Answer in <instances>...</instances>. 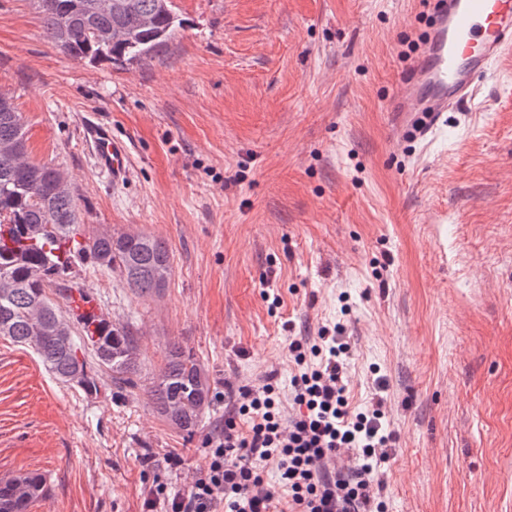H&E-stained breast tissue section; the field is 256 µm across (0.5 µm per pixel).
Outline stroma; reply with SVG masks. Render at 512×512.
I'll use <instances>...</instances> for the list:
<instances>
[{
    "instance_id": "35a3bbf8",
    "label": "stroma",
    "mask_w": 512,
    "mask_h": 512,
    "mask_svg": "<svg viewBox=\"0 0 512 512\" xmlns=\"http://www.w3.org/2000/svg\"><path fill=\"white\" fill-rule=\"evenodd\" d=\"M181 25L121 67L55 48L33 0H0V93L30 160L72 183L86 235L164 240L160 295L86 263L74 280L136 337L137 388L59 382L0 337V480L29 473V512H142L162 482L185 492L225 384L273 380L294 417L288 338L351 344L350 403L385 400L397 435L387 512H512V54L454 128L402 140L387 102L430 22L426 0H173ZM125 141L111 183L81 137L89 113ZM217 399L193 438L147 389L170 343ZM184 463L172 469L168 455Z\"/></svg>"
}]
</instances>
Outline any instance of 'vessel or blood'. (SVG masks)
Wrapping results in <instances>:
<instances>
[{
	"label": "vessel or blood",
	"mask_w": 512,
	"mask_h": 512,
	"mask_svg": "<svg viewBox=\"0 0 512 512\" xmlns=\"http://www.w3.org/2000/svg\"><path fill=\"white\" fill-rule=\"evenodd\" d=\"M434 22L402 72L387 110L394 128L429 142L448 124V114L468 103L493 64L512 53V0H433ZM84 142L110 180L128 174L126 144L96 117L83 123Z\"/></svg>",
	"instance_id": "b4317fda"
}]
</instances>
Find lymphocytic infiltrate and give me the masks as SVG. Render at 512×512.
<instances>
[{
	"label": "lymphocytic infiltrate",
	"mask_w": 512,
	"mask_h": 512,
	"mask_svg": "<svg viewBox=\"0 0 512 512\" xmlns=\"http://www.w3.org/2000/svg\"><path fill=\"white\" fill-rule=\"evenodd\" d=\"M350 344L341 336H321L305 346L290 338L288 351L301 371L292 379L298 415L283 422L273 383L233 388L224 395L238 414L223 431L206 437L205 466L185 493L169 495L150 487L146 512H385L374 486L395 442L383 424L384 403L352 409L348 397ZM350 463L328 474V462ZM275 466L276 484L264 473Z\"/></svg>",
	"instance_id": "f902f5d3"
}]
</instances>
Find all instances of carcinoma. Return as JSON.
<instances>
[{
	"instance_id": "carcinoma-1",
	"label": "carcinoma",
	"mask_w": 512,
	"mask_h": 512,
	"mask_svg": "<svg viewBox=\"0 0 512 512\" xmlns=\"http://www.w3.org/2000/svg\"><path fill=\"white\" fill-rule=\"evenodd\" d=\"M39 18L51 42L75 60L114 65L153 58L174 34L176 16L157 0H125L127 7L95 17L97 29L119 28L126 38L101 45L75 20L68 38L58 40L64 8L72 0H44ZM20 143L18 155L0 153V336L31 347L58 381L98 393L100 375L119 388L139 380L135 337L95 313L74 316L71 284L76 266L92 262L115 270L131 291L159 295L171 272L170 253L157 238L131 233L83 234L71 196L50 188L46 164L25 163L23 124L0 114V142ZM147 394L157 412L190 438L213 406L210 380L193 353L173 344ZM44 494L42 477L27 474L0 486V512H24Z\"/></svg>"
}]
</instances>
